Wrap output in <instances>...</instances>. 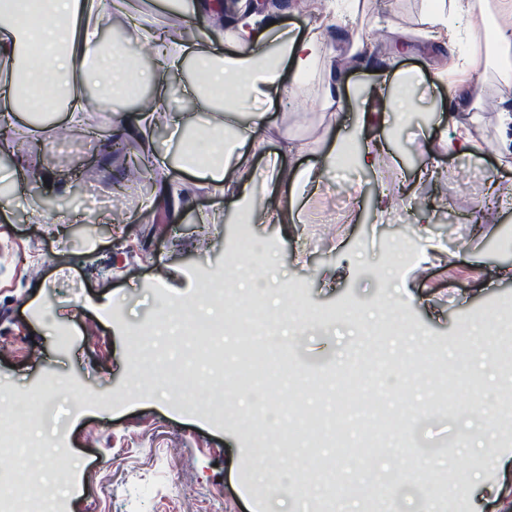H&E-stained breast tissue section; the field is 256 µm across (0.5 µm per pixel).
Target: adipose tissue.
Wrapping results in <instances>:
<instances>
[{
  "label": "adipose tissue",
  "mask_w": 512,
  "mask_h": 512,
  "mask_svg": "<svg viewBox=\"0 0 512 512\" xmlns=\"http://www.w3.org/2000/svg\"><path fill=\"white\" fill-rule=\"evenodd\" d=\"M118 14L128 19L125 39L105 38V30ZM183 15L197 30V37L169 41L161 27L131 0H0V120L21 119L22 132L36 134L38 126L28 120L25 102L38 91L44 96L41 115H52L61 107L68 127L86 129L89 88L102 81L132 85L137 72L126 47L149 48L155 58L148 76L155 105L130 117H115L113 141L144 139L160 122L181 140L202 135L210 141V148L201 155L180 154V168L208 176L214 192L233 197L255 222L286 223L281 199L296 200L323 188V175L335 161L336 151L324 152L315 167L291 170L274 163L264 172L251 171L243 163L245 152L263 148L268 115L253 112L247 122H240L236 108L225 104L222 91L236 84L245 99L271 103L296 94V82L320 71L324 74L323 104L331 107L340 98L346 72L326 60L325 38L318 26L285 31L275 6L258 14L239 5L223 25L217 21L215 0H186ZM228 37L236 47L229 54L222 50ZM269 39L278 43L276 55L260 48ZM189 60L195 63L194 77L183 91L195 97L198 109L176 112L167 108L166 100L173 80ZM287 73L293 84L284 82ZM150 160L156 198L164 204L168 219L176 220L189 207L194 186L170 180L167 156L154 152ZM257 179L263 183L259 197L252 187Z\"/></svg>",
  "instance_id": "obj_1"
}]
</instances>
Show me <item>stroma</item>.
<instances>
[{"label":"stroma","mask_w":512,"mask_h":512,"mask_svg":"<svg viewBox=\"0 0 512 512\" xmlns=\"http://www.w3.org/2000/svg\"><path fill=\"white\" fill-rule=\"evenodd\" d=\"M286 28L319 24L331 57L353 42L379 45L391 31L407 32L412 53L391 55V70L417 78L412 112L404 123L357 126L362 91L371 76H346L341 101L322 104L320 78L302 94L272 104L264 169L284 143L303 145L290 166L320 160L326 136L342 142L348 165H335L326 188L295 202L293 224H250L233 199L202 187L179 222L153 223L149 191L114 193L131 158L107 153L114 112L135 111L149 86L110 95L92 115L98 136L64 137L63 115L39 137L19 136L0 156V185L14 206L0 222V387L17 400L40 395L44 404L29 424V438L60 512H252L246 484L266 488L270 512H338L356 502L359 512H419L422 496L442 512H512V421L489 432V444L471 447L464 410L512 398V332L502 319L512 310V156L497 145L496 102L502 77L483 62L480 84L466 108L481 158L465 162L448 150L456 135L442 108L447 87L435 74L447 63L468 62L467 22L445 48L424 24L428 0H278ZM389 148L376 169L358 163L364 146ZM55 172L66 191L51 196L30 189L25 170ZM393 210L379 215L380 195ZM126 211L125 230L59 237L52 220H85L88 210ZM219 210L223 224L200 223ZM258 250L268 275L298 316L294 330L271 344L255 335L264 310L248 312L238 327L213 336L180 329L158 337L159 356L141 369L134 331L194 298L201 280L216 278L230 255ZM413 303L397 305L396 295ZM471 331L460 347V328ZM67 342H60V334ZM272 369L263 392L233 386L205 360L186 363L188 350L218 347L232 361L243 345ZM183 387L186 403L172 404L168 387ZM87 406L70 409L69 389ZM224 401V421L212 423L192 401ZM321 416L336 432L358 439L369 428L386 432L384 447L364 449L359 460L337 459L336 447L312 462L304 445L258 447V435L279 413ZM65 436L67 464L53 444ZM274 459L283 477L267 489L259 470ZM412 460L413 480L384 481L386 461Z\"/></svg>","instance_id":"stroma-1"}]
</instances>
